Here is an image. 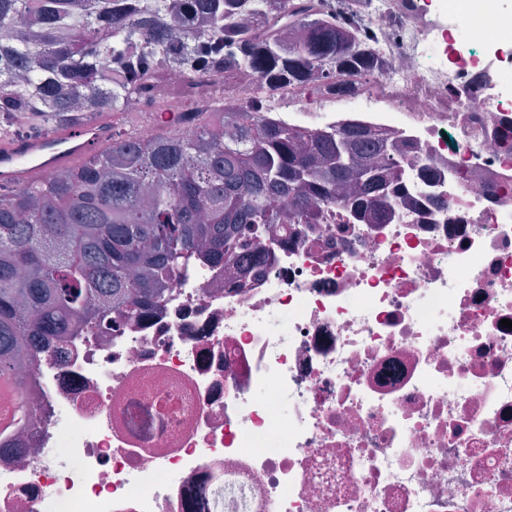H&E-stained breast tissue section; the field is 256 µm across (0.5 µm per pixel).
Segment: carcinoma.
Returning a JSON list of instances; mask_svg holds the SVG:
<instances>
[{"label":"carcinoma","mask_w":512,"mask_h":512,"mask_svg":"<svg viewBox=\"0 0 512 512\" xmlns=\"http://www.w3.org/2000/svg\"><path fill=\"white\" fill-rule=\"evenodd\" d=\"M0 0V135L67 130L103 112L112 139L82 162L0 193V378L25 360L63 353L69 336L154 317L169 288L206 261L263 270L273 245L315 230L325 208L386 224L406 194L420 147L355 120L304 128L245 110L234 88L263 95L288 80L344 94L390 67L369 50L361 0ZM211 19L200 32L194 20ZM184 30L174 42L170 31ZM207 80L175 86L186 132L148 138L126 101L154 112L171 71ZM482 73L464 82L473 89Z\"/></svg>","instance_id":"obj_1"}]
</instances>
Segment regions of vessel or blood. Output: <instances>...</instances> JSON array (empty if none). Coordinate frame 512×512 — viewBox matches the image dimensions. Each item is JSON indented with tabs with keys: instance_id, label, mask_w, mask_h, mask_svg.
Instances as JSON below:
<instances>
[{
	"instance_id": "vessel-or-blood-1",
	"label": "vessel or blood",
	"mask_w": 512,
	"mask_h": 512,
	"mask_svg": "<svg viewBox=\"0 0 512 512\" xmlns=\"http://www.w3.org/2000/svg\"><path fill=\"white\" fill-rule=\"evenodd\" d=\"M111 138V127L91 120L67 131L0 143V187H22L79 163Z\"/></svg>"
}]
</instances>
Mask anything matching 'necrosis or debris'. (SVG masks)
I'll use <instances>...</instances> for the list:
<instances>
[{"mask_svg":"<svg viewBox=\"0 0 512 512\" xmlns=\"http://www.w3.org/2000/svg\"><path fill=\"white\" fill-rule=\"evenodd\" d=\"M484 14L366 0L388 70L311 108L264 97L313 129L362 108L417 141L447 206L417 205L412 167L391 222L327 209L247 287L198 265L149 322L1 384L33 419L0 424V512H512V64L488 50L512 27ZM473 67L497 80L468 112L448 92Z\"/></svg>","mask_w":512,"mask_h":512,"instance_id":"4bbe7bcc","label":"necrosis or debris"}]
</instances>
